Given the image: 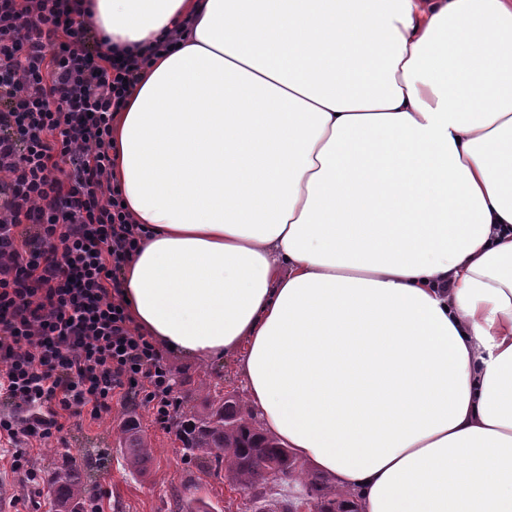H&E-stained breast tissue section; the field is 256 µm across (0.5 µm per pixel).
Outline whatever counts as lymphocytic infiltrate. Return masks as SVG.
<instances>
[{
  "instance_id": "1",
  "label": "lymphocytic infiltrate",
  "mask_w": 512,
  "mask_h": 512,
  "mask_svg": "<svg viewBox=\"0 0 512 512\" xmlns=\"http://www.w3.org/2000/svg\"><path fill=\"white\" fill-rule=\"evenodd\" d=\"M83 0H0V417L10 470L61 418L142 398L159 424L180 407L169 370L120 302L140 243L110 181L112 121L144 54L109 55Z\"/></svg>"
}]
</instances>
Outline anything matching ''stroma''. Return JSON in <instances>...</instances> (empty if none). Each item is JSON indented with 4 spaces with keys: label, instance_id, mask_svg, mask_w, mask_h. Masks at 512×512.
I'll use <instances>...</instances> for the list:
<instances>
[{
    "label": "stroma",
    "instance_id": "1",
    "mask_svg": "<svg viewBox=\"0 0 512 512\" xmlns=\"http://www.w3.org/2000/svg\"><path fill=\"white\" fill-rule=\"evenodd\" d=\"M164 360L181 396V410L201 406L203 396L196 390L198 380H206L212 390L245 397L246 389L233 358L192 361L172 354ZM138 418L153 448L147 476L130 472L122 463V449L116 433L128 416ZM78 462L95 459L92 471L103 512H168L172 492L207 497L220 512H266L272 500L297 494L304 480L293 476L251 491L229 484L223 475L205 473L182 459L181 443L175 427L161 428L151 407L140 399L122 402L113 399L110 414L99 419L83 415L64 420L63 428L31 454V466L44 473L61 458ZM0 493L10 501L1 512H49L47 491L18 481L6 459L0 458Z\"/></svg>",
    "mask_w": 512,
    "mask_h": 512
}]
</instances>
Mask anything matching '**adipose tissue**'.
Listing matches in <instances>:
<instances>
[{
    "label": "adipose tissue",
    "instance_id": "adipose-tissue-1",
    "mask_svg": "<svg viewBox=\"0 0 512 512\" xmlns=\"http://www.w3.org/2000/svg\"><path fill=\"white\" fill-rule=\"evenodd\" d=\"M88 20L112 47L181 37L112 126L134 325L235 358L262 432L358 512H512V0H89Z\"/></svg>",
    "mask_w": 512,
    "mask_h": 512
}]
</instances>
